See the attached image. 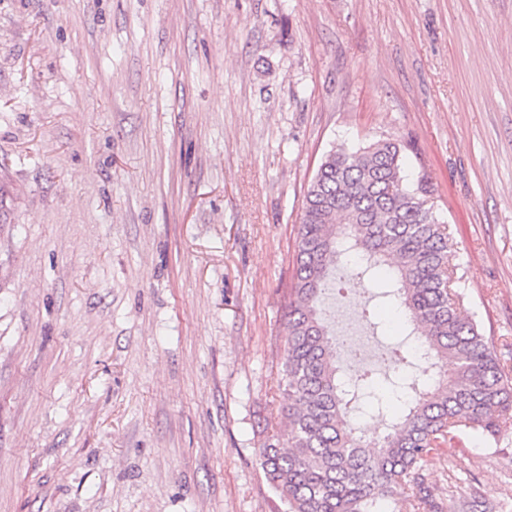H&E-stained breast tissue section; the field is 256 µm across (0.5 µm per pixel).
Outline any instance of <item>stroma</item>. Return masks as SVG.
<instances>
[{
	"label": "stroma",
	"instance_id": "35a3bbf8",
	"mask_svg": "<svg viewBox=\"0 0 512 512\" xmlns=\"http://www.w3.org/2000/svg\"><path fill=\"white\" fill-rule=\"evenodd\" d=\"M379 139L512 366V0H0V512H285L256 450L304 195ZM324 312L351 373L401 334ZM421 472L512 512V431Z\"/></svg>",
	"mask_w": 512,
	"mask_h": 512
}]
</instances>
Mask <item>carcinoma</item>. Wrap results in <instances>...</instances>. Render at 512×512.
Here are the masks:
<instances>
[{
	"label": "carcinoma",
	"mask_w": 512,
	"mask_h": 512,
	"mask_svg": "<svg viewBox=\"0 0 512 512\" xmlns=\"http://www.w3.org/2000/svg\"><path fill=\"white\" fill-rule=\"evenodd\" d=\"M409 148L390 140L355 151L341 145L320 164L305 196L296 269L288 292V337L277 391L290 428L284 448L271 426L256 455L287 512H384L403 484L410 512H438L419 462L457 433L495 438L512 429V369L501 363L455 289L450 228L434 212L427 177L402 175ZM372 287L404 319L417 373L387 379L399 417L366 432L351 413L383 412L367 371L350 382L322 309L337 265Z\"/></svg>",
	"instance_id": "obj_1"
}]
</instances>
